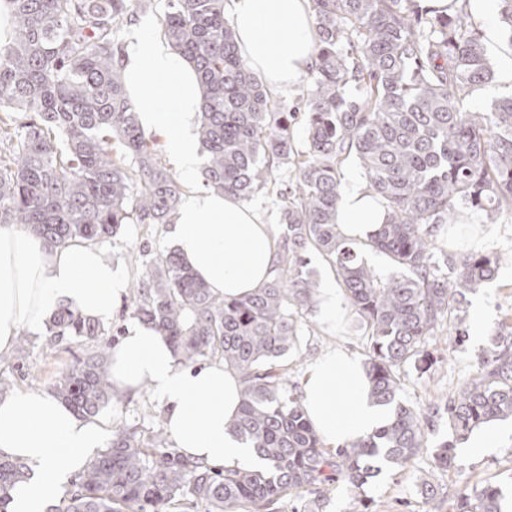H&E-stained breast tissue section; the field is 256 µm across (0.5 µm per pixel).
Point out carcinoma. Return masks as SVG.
<instances>
[{"mask_svg":"<svg viewBox=\"0 0 512 512\" xmlns=\"http://www.w3.org/2000/svg\"><path fill=\"white\" fill-rule=\"evenodd\" d=\"M151 0H5L13 18L0 45V224H17L52 247L101 243L124 224H168L181 187L141 127L118 59L117 28ZM228 0H167L160 18L169 45L193 65L202 88L197 135L208 156V189L252 198L264 190L279 207L275 276L264 288L226 300L179 256L144 262L134 317L165 336L179 362L211 358L241 379L234 433L259 468H219L168 445L163 431L120 428L79 477L58 512H274L286 497L344 481L360 495L383 460L405 467L426 452L448 468L458 443L512 418V330L491 335L484 359L433 417L451 439L426 446L424 417L398 399L400 372L425 374L438 362L428 337L453 320L466 338L467 295L497 273L495 253L456 254L431 239L435 224L470 210L482 223L512 218V95L482 109L464 103L493 72L469 0L444 9L422 0H311L316 61L301 108L286 110L238 55ZM512 42V0H497ZM302 121L304 143L294 139ZM358 160L387 214L369 241L346 239L336 224L341 169ZM287 168L288 186L279 187ZM384 254L385 276L361 257ZM330 265L361 332L371 395L391 416L369 438L329 448L310 422L281 361L298 346L318 283L308 254ZM100 323L60 307L47 345L88 343ZM108 357L97 351L51 391L81 415L112 401ZM25 466L0 459V512ZM493 484L463 493L456 512H501Z\"/></svg>","mask_w":512,"mask_h":512,"instance_id":"1","label":"carcinoma"}]
</instances>
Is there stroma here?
<instances>
[{"instance_id":"stroma-1","label":"stroma","mask_w":512,"mask_h":512,"mask_svg":"<svg viewBox=\"0 0 512 512\" xmlns=\"http://www.w3.org/2000/svg\"><path fill=\"white\" fill-rule=\"evenodd\" d=\"M490 61L495 72L491 83L480 90L474 105H486L493 99L512 94V81H504L501 70L504 58H512V43L505 38L486 41ZM167 225L126 224L111 239L104 242L105 256L112 260L126 282H134L142 270V262L157 253L168 251ZM464 251H471L473 237H487V251L501 255L496 277L470 294V304L486 307L489 318L487 333L501 326H512V220L503 218L494 224L474 223L465 227ZM131 297L123 295L115 317L105 326L106 333L91 345L66 340L47 346L44 334H30L28 359L20 364L0 363V386L8 389L28 388L49 390L54 379L64 370L84 358L88 349H110L114 340L133 322ZM431 350L440 354V360L424 375L402 373L401 401L419 407L447 400L449 394L464 383L474 372L484 345L465 340L455 345L449 330L438 331L428 340ZM345 349L364 356L363 341L352 311L338 316L335 326H327L320 312H313L309 324L303 328L298 347L284 360L291 384L301 385L309 367L328 351ZM166 409L158 396L145 390L137 394L113 398L99 416L107 431L133 426L152 433L165 423ZM494 429L500 438L496 450L472 459L463 451H456L453 463L442 469L427 455L418 456L412 464L397 468L382 465L380 473L365 488L372 500V512H425L426 504L420 492L422 483L432 484L444 497V512H455L456 493L462 487L478 488L487 483L501 487L505 501H512V420L497 421Z\"/></svg>"}]
</instances>
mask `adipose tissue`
<instances>
[{
    "instance_id": "ef3b65f1",
    "label": "adipose tissue",
    "mask_w": 512,
    "mask_h": 512,
    "mask_svg": "<svg viewBox=\"0 0 512 512\" xmlns=\"http://www.w3.org/2000/svg\"><path fill=\"white\" fill-rule=\"evenodd\" d=\"M228 14L238 53L271 91L294 86L316 56L310 0H230ZM122 71L145 131L164 137L165 150L187 188L167 237L193 274L227 299L264 288L274 277L278 237L241 199L196 187L195 133L202 91L191 64L160 36H134ZM387 214L363 186L342 190L336 222L342 234L367 240ZM126 282L100 245L57 249L15 224L0 225V354L21 331H39L63 305L110 322ZM116 395L151 389L167 407L165 426L185 456L228 468L258 467L252 448L230 431L240 405L239 375L214 361L183 367L151 324L128 326L109 354ZM302 401L328 446L373 434L390 417L369 394L361 360L332 350L307 371ZM106 439L96 419L73 411L52 393L22 389L0 398V456L24 463L28 479L8 512H45L52 493L84 472Z\"/></svg>"
}]
</instances>
